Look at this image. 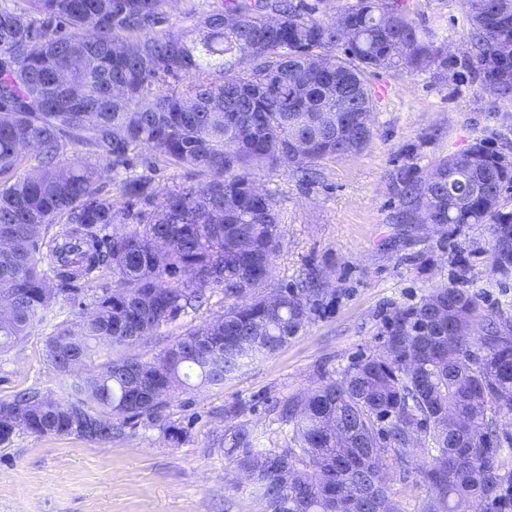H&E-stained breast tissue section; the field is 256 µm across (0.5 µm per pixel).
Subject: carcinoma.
I'll return each mask as SVG.
<instances>
[{
    "mask_svg": "<svg viewBox=\"0 0 512 512\" xmlns=\"http://www.w3.org/2000/svg\"><path fill=\"white\" fill-rule=\"evenodd\" d=\"M166 0H0V352L41 325L60 297L97 284L94 313L61 321L47 361L72 382L63 394L22 391L0 399V444L18 430L110 441L134 421L157 423L169 444L189 428L164 420L179 390L220 385L246 361L273 355L308 321L310 287L271 302L247 291L267 280L279 248L272 195L251 191L250 172L278 168L302 136L311 157L288 166L306 177L372 128L367 76L379 70L448 69L402 0H355L342 25L316 7L224 0L194 33L162 28ZM471 55L482 88L512 97V0H469ZM275 11L278 23L267 15ZM244 16L239 27L224 15ZM349 85L348 102L325 100ZM327 107L339 128L315 123ZM75 148L71 158L68 148ZM146 151L195 173L152 202L150 181L120 180L117 207L101 182ZM411 207L430 223L488 224L493 264L512 268V212L502 207L512 163L481 143L448 156L427 176L398 174ZM111 224L119 233L107 235ZM109 273L112 282L103 283ZM224 289V313L176 338L159 356L95 355L132 347ZM380 352L321 376L288 403L295 447L259 452L245 424L224 434V456L254 485L261 512H400L386 492L382 457L401 468L423 459V512H512V468L497 417L512 416V323L495 321L477 296L436 288L396 308ZM76 357L84 372L66 363Z\"/></svg>",
    "mask_w": 512,
    "mask_h": 512,
    "instance_id": "carcinoma-1",
    "label": "carcinoma"
}]
</instances>
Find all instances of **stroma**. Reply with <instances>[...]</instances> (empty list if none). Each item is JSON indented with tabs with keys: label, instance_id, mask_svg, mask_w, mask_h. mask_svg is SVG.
Here are the masks:
<instances>
[{
	"label": "stroma",
	"instance_id": "35a3bbf8",
	"mask_svg": "<svg viewBox=\"0 0 512 512\" xmlns=\"http://www.w3.org/2000/svg\"><path fill=\"white\" fill-rule=\"evenodd\" d=\"M404 5L433 32L449 63H466L468 0ZM368 86L373 136L362 151L319 162L310 182L281 169L252 175L273 194L282 219L280 247L257 295L313 272L327 286L311 297L310 319L299 335L224 384L180 392L165 412L189 427L178 446H166L159 427L147 422L126 427L109 442L17 431L10 443L0 444V512H256L253 486L220 446L236 423L255 430L258 449L292 447L282 407L315 386L319 373L341 376L361 356L378 352L393 309L415 304L434 288L469 290L496 317L512 321V275L494 271L487 225L413 223L397 190L402 168L427 175L479 141L512 162V99L491 98L475 74L460 81L433 68L382 71L369 76ZM131 172L150 180L160 196L188 178L186 170L146 153L135 157ZM92 296L86 290L60 302L54 322L79 320ZM224 306L220 290L209 291L202 306L160 326L133 354L153 357L221 315ZM54 322L0 353V399L26 388H64L45 356ZM387 473L388 492L401 512H421L429 491L418 471L404 474L392 463Z\"/></svg>",
	"mask_w": 512,
	"mask_h": 512
}]
</instances>
